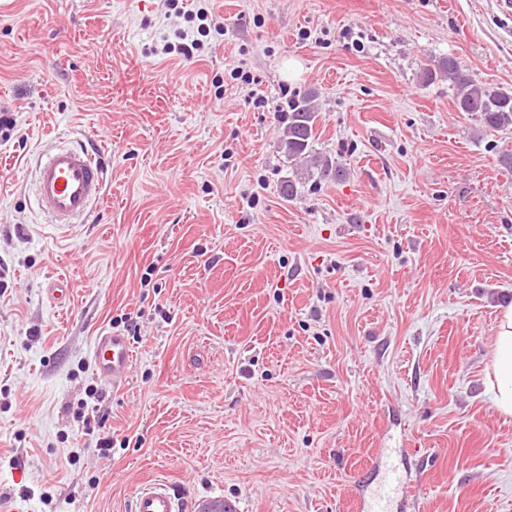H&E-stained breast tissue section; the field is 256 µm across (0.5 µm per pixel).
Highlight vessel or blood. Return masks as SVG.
<instances>
[{
	"label": "vessel or blood",
	"mask_w": 512,
	"mask_h": 512,
	"mask_svg": "<svg viewBox=\"0 0 512 512\" xmlns=\"http://www.w3.org/2000/svg\"><path fill=\"white\" fill-rule=\"evenodd\" d=\"M35 201L52 219L53 230L72 231L76 222L87 220L105 188V170L88 149L61 146L48 150L37 166ZM92 358L97 376L112 384L122 383L133 364L127 336L108 331L96 336ZM373 468L379 488L357 503L358 512H408L409 503L398 492L408 482L407 472L392 461L387 449H376ZM182 493L178 486L156 480L139 487L132 498L131 512H180Z\"/></svg>",
	"instance_id": "vessel-or-blood-1"
}]
</instances>
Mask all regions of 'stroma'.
<instances>
[{"label":"stroma","mask_w":512,"mask_h":512,"mask_svg":"<svg viewBox=\"0 0 512 512\" xmlns=\"http://www.w3.org/2000/svg\"><path fill=\"white\" fill-rule=\"evenodd\" d=\"M202 7L203 56L163 53ZM448 56L512 89L497 0H0V512H130L158 478L239 512H355L375 449L404 447L423 512H512L487 379L512 130L426 81ZM310 92L345 174L288 200L282 116ZM63 143L107 171L69 233L33 202ZM104 329L134 353L118 386ZM92 358L97 376L118 385L125 380L133 364L131 343L119 332H102L95 338Z\"/></svg>","instance_id":"1"}]
</instances>
